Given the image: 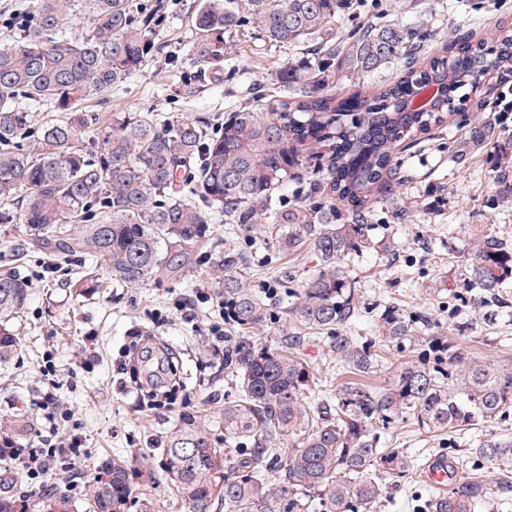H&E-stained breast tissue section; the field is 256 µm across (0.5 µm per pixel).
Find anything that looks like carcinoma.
Masks as SVG:
<instances>
[{
  "instance_id": "cac0c4a2",
  "label": "carcinoma",
  "mask_w": 512,
  "mask_h": 512,
  "mask_svg": "<svg viewBox=\"0 0 512 512\" xmlns=\"http://www.w3.org/2000/svg\"><path fill=\"white\" fill-rule=\"evenodd\" d=\"M344 0H272L255 13L267 39L301 45L319 38ZM228 0H201L193 15L196 56L214 68L224 57L221 34L238 26ZM32 23L16 39L0 40V224H22L17 253L49 246L92 261L76 295L98 287L106 273L126 288L163 278L166 255L191 254L210 236V225L231 234L261 236L278 248L307 234L319 268L288 307L296 330L274 347L251 336L224 335V373L238 397L224 404V441L244 442L246 454L217 447L192 419L174 428L162 469L188 512H376L413 472L415 461L381 448L377 431L403 415L420 429L456 433L488 428L512 411V366L497 368L468 357L461 345L435 343L431 358L401 364L388 388L352 382L336 393L309 396L320 387L295 356L304 331L328 332L327 351L344 370L369 377L380 364L379 346L340 329L355 318L357 289L342 262L363 247L368 205L389 194L396 151L416 134L442 126L453 112H482L472 98L480 77L494 70L512 82V26L472 42L454 33L448 55L428 57L426 30L399 21L367 22L323 40L314 58L280 69L274 88L240 106L217 129L201 118L123 112L98 120L80 105L126 81L150 56L152 17L133 20L132 0H31ZM86 20L79 33L69 24ZM403 60L406 75L372 96L338 98L344 80H361ZM439 87L425 110L408 101L420 86ZM56 104L36 120L22 100ZM319 175L313 190L328 208L313 224H290L276 212L278 189L295 169ZM512 171V139L498 145L495 179ZM341 204L350 224L330 223ZM212 281L224 289L232 326L261 322L266 303L246 287L250 256L218 250ZM512 275V252L494 236L483 239L463 286L509 307L499 286ZM29 285L0 274V361L18 347L6 324L27 303ZM383 341L413 338L416 322L393 303L382 313ZM288 442V449L278 447ZM477 460L498 474H473L433 489L416 512H490L512 503V437L487 432L452 468ZM153 470L136 474L105 463L87 485L93 512H126L134 479L148 485ZM40 512H79L62 490L41 497Z\"/></svg>"
}]
</instances>
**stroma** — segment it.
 I'll list each match as a JSON object with an SVG mask.
<instances>
[{
    "mask_svg": "<svg viewBox=\"0 0 512 512\" xmlns=\"http://www.w3.org/2000/svg\"><path fill=\"white\" fill-rule=\"evenodd\" d=\"M139 12L159 16L152 39L157 50L127 81L84 108L108 118L118 112H168L179 116L223 117L255 96L271 89L274 75L288 61L299 59L303 48L269 42L257 27L255 0H232L240 22L225 34L221 65L202 71L193 47L198 33L191 17L199 0H134ZM398 9L394 0H348L336 29L344 31L375 17L422 25L433 46L446 42L450 32L465 27L476 36H490L496 23H512V0H409ZM491 109L469 124L450 117L434 138H420L398 152L404 184L396 198L373 199L368 236L372 248L359 251L344 263L350 281L359 288V313L346 327L350 336L377 335L376 314L396 302L407 316L422 318L417 337L390 345L384 364L372 379L385 388L401 363L421 358L433 340L458 341L476 360L512 363V308H489L465 294L463 278L481 239L499 237L512 247V204L502 196L508 186L496 182V153L488 134L512 136V88L490 72L476 90ZM313 174L300 169L279 189L283 212L312 213L324 205L311 191ZM212 243L196 250L191 269H183L138 288L107 282L87 298L74 295L85 259L68 256L66 264L52 263L43 251L17 256L14 248L24 238L20 224H0V272L27 280L30 297L23 313L10 326L20 340L17 354L0 363V416L24 420L16 433L23 446L37 440L42 412L40 392L54 383L57 399L68 408L69 428L84 441L88 460L83 469L93 480L103 462L114 461L132 470L157 468L167 433L185 418L208 427L216 444L224 442V404L236 391L223 373L204 364L205 334L212 316L211 303L195 299L197 289L211 287L210 255L214 247L248 250L253 255L247 274L250 290L264 299L268 314L245 335L274 345L291 331L287 309L319 265L308 237L281 251L263 239L228 234L225 225L211 227ZM473 324L458 334L460 313ZM166 343L178 357L179 384L171 393V407H138L120 383L118 364L134 331ZM55 365L45 377V360ZM473 432L448 435L418 430L413 417L399 418L381 435L383 447L413 456L420 467L442 454L465 453ZM399 488L379 512H413L416 497L426 494L420 472ZM127 512H185L163 475L149 486H135Z\"/></svg>",
    "mask_w": 512,
    "mask_h": 512,
    "instance_id": "stroma-1",
    "label": "stroma"
}]
</instances>
